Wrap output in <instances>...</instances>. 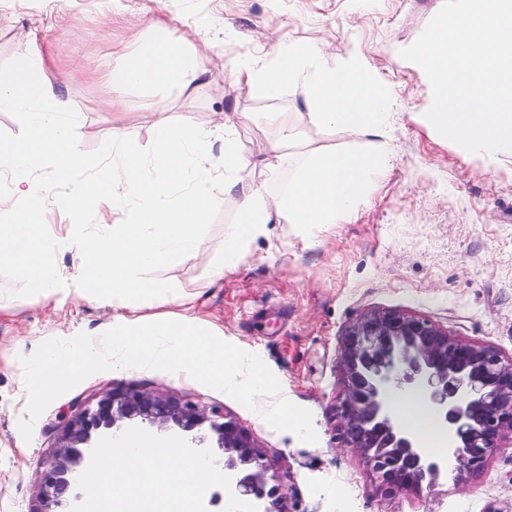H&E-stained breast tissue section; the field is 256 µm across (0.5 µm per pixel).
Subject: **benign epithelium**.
<instances>
[{
	"mask_svg": "<svg viewBox=\"0 0 512 512\" xmlns=\"http://www.w3.org/2000/svg\"><path fill=\"white\" fill-rule=\"evenodd\" d=\"M342 392L337 405L344 446L366 464L384 499L419 493L450 469L465 485L482 473L506 440L512 441V355L448 334L421 317L375 309L350 324L338 348ZM417 394L448 434V448L433 454L403 425L396 394ZM147 424L164 435L181 433L195 449L218 448L220 471L238 496L268 497L281 508V484H269L270 464L249 433L216 407L135 389H112L68 420L57 457L46 469V503L70 512L83 500L73 478L97 438Z\"/></svg>",
	"mask_w": 512,
	"mask_h": 512,
	"instance_id": "benign-epithelium-1",
	"label": "benign epithelium"
}]
</instances>
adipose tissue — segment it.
Segmentation results:
<instances>
[{"label": "adipose tissue", "mask_w": 512, "mask_h": 512, "mask_svg": "<svg viewBox=\"0 0 512 512\" xmlns=\"http://www.w3.org/2000/svg\"><path fill=\"white\" fill-rule=\"evenodd\" d=\"M43 69V58L35 52L22 68L0 72V110L23 112L25 121L21 139L0 142V175L9 178L7 191L0 192V260H7L43 298L107 305L114 315L94 335L67 337L68 353L49 350L29 365L35 396L47 395V382L73 374L68 357L73 351L82 367L102 375L139 369L207 379L246 401L259 418L306 430L298 411L273 399L274 379L254 354L226 341L221 327H202L187 313L162 312V305L176 298L178 286L144 279L142 273L200 251L210 212L236 189L241 192L238 217L226 233L223 257L212 268L214 280L240 265L273 218H285L317 236L352 214L372 177L388 169L385 148L315 154L284 191L271 197L260 187L244 185L249 159L231 124H217L224 132V150L215 161L212 132L161 115L150 149L139 146L132 127L116 126L110 168L76 182L72 176L85 164L83 124ZM232 73L269 99L280 97L288 84L297 85L306 106L298 121L348 135L388 134L392 94L359 56L331 67L319 43L281 44L269 57L238 59ZM94 75L111 87L112 106L119 110L132 89L183 92L204 84L207 70L202 56L160 34L140 50L124 53L119 65L98 67ZM37 172L46 173V180L33 182ZM63 182L71 188L61 195L56 187ZM107 201L118 214L110 223L100 213ZM50 204L73 217L65 232H52L46 224ZM63 251L72 253V268L57 263Z\"/></svg>", "instance_id": "ef3b65f1"}]
</instances>
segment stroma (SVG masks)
<instances>
[{
    "instance_id": "obj_1",
    "label": "stroma",
    "mask_w": 512,
    "mask_h": 512,
    "mask_svg": "<svg viewBox=\"0 0 512 512\" xmlns=\"http://www.w3.org/2000/svg\"><path fill=\"white\" fill-rule=\"evenodd\" d=\"M444 0H0V71L22 67L45 52L56 91L84 123L86 165L74 178L95 176L112 142V90L91 79L100 62H121L119 49L140 48L168 24L169 37L202 54L208 81L195 90L131 91L123 122L149 147L157 113L207 128L217 113L232 121L252 163L248 183L275 194L313 153L376 145L363 132L300 126L283 142L271 113L303 109L299 88L264 98L235 81L232 63L268 55L280 42L315 41L329 64L359 54L390 88L396 106L385 143L390 167L374 177L350 216L311 240L282 218L268 224L239 267L210 280L238 211L226 194L203 227V250L181 256L144 278L171 282L193 297L192 312L223 327L224 337L258 356L276 379L275 398L304 413V433L260 421L242 400L207 381L133 370L69 380L33 403L26 362L60 346L64 335L92 334L112 319L111 308L45 300L0 266V512H39L42 463L54 451L64 419L115 388L159 392L223 409L246 429L288 477L291 512H512V447L489 458L485 472L460 489L454 475L413 495L382 499L359 457L343 449L336 417L338 339L360 314L400 309L512 354V156L464 155L424 123L430 87L402 58ZM273 144V159L257 156ZM27 437L26 450L17 440Z\"/></svg>"
}]
</instances>
